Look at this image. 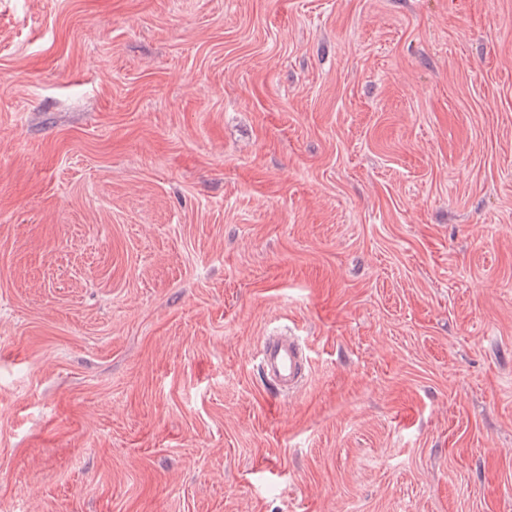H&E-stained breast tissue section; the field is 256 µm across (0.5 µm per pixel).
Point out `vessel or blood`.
<instances>
[{
    "mask_svg": "<svg viewBox=\"0 0 512 512\" xmlns=\"http://www.w3.org/2000/svg\"><path fill=\"white\" fill-rule=\"evenodd\" d=\"M265 380L279 393L296 391L306 377V363L298 341L291 336L267 337L261 349Z\"/></svg>",
    "mask_w": 512,
    "mask_h": 512,
    "instance_id": "vessel-or-blood-1",
    "label": "vessel or blood"
}]
</instances>
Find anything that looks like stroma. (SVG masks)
<instances>
[{
  "label": "stroma",
  "instance_id": "1",
  "mask_svg": "<svg viewBox=\"0 0 512 512\" xmlns=\"http://www.w3.org/2000/svg\"><path fill=\"white\" fill-rule=\"evenodd\" d=\"M0 512H512V0H0ZM261 370L265 380L279 393L296 391L306 377L302 349L293 336H268L261 349Z\"/></svg>",
  "mask_w": 512,
  "mask_h": 512
}]
</instances>
